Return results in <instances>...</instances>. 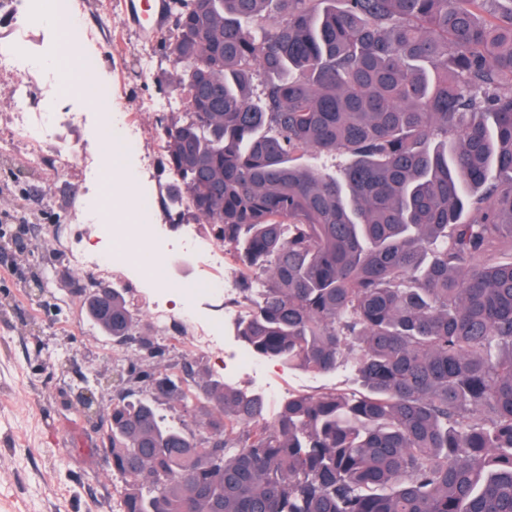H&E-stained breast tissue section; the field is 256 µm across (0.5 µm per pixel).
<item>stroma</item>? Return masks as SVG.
<instances>
[{
    "instance_id": "stroma-1",
    "label": "stroma",
    "mask_w": 512,
    "mask_h": 512,
    "mask_svg": "<svg viewBox=\"0 0 512 512\" xmlns=\"http://www.w3.org/2000/svg\"><path fill=\"white\" fill-rule=\"evenodd\" d=\"M81 21L98 30L96 43L78 42V53L98 56V79L111 85L115 112L133 111L149 99L180 98L178 85L163 80L172 59L162 47L169 22L159 17V38L152 52L151 75L137 73L140 32L123 21L120 0H81ZM7 98H0V512H119L123 483L113 472L100 438L98 420L113 400L129 387L132 357L141 368L192 364L208 375H222L226 359L243 351L236 320L224 302L203 303L200 314L224 324V349L191 352L175 342L163 343V354L149 358L145 345L156 327L149 311L140 310L135 336L119 343L102 334L88 319L82 290L88 284L122 289L128 305L140 297L132 275L100 277L75 274L68 265L67 246L92 243L97 227L81 223L76 203L95 204L97 189L83 167L64 171L25 162L27 145L13 139ZM63 112H83V122H61L51 141L43 144L46 158L69 151L101 159L100 127L86 97L63 100ZM132 357H125V349ZM231 384L278 399L265 405L274 421L289 394L352 392L357 384L350 371L312 376L278 362L254 357L238 365ZM91 396V410L77 401Z\"/></svg>"
}]
</instances>
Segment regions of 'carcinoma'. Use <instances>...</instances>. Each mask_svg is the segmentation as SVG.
<instances>
[{
    "instance_id": "obj_1",
    "label": "carcinoma",
    "mask_w": 512,
    "mask_h": 512,
    "mask_svg": "<svg viewBox=\"0 0 512 512\" xmlns=\"http://www.w3.org/2000/svg\"><path fill=\"white\" fill-rule=\"evenodd\" d=\"M168 2L170 194L242 269L237 335L360 390L268 424L258 392L132 366L151 397L101 422L122 512H512V0ZM85 304L136 332L120 289L110 323Z\"/></svg>"
}]
</instances>
